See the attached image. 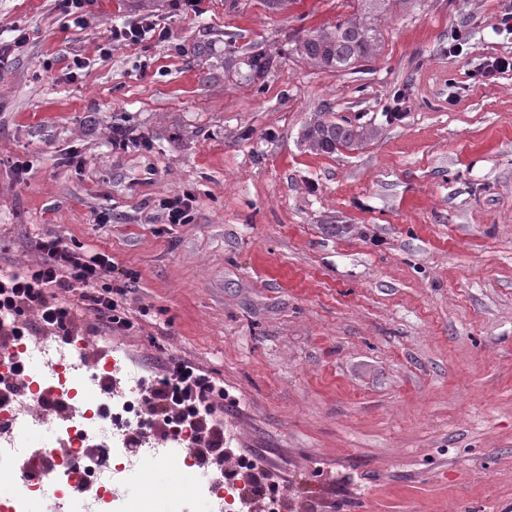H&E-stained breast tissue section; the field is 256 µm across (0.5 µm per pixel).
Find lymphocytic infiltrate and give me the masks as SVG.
<instances>
[{
  "label": "lymphocytic infiltrate",
  "instance_id": "1",
  "mask_svg": "<svg viewBox=\"0 0 512 512\" xmlns=\"http://www.w3.org/2000/svg\"><path fill=\"white\" fill-rule=\"evenodd\" d=\"M42 259L22 272L0 273V348L22 336L132 335L149 307H132L135 274L103 252L56 237L35 242ZM160 373L140 389L152 419V436L168 438L186 428L198 464H211L228 481L239 473L235 449L224 442V412L235 407L224 382L185 359L162 355Z\"/></svg>",
  "mask_w": 512,
  "mask_h": 512
}]
</instances>
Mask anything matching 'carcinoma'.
<instances>
[{
  "label": "carcinoma",
  "mask_w": 512,
  "mask_h": 512,
  "mask_svg": "<svg viewBox=\"0 0 512 512\" xmlns=\"http://www.w3.org/2000/svg\"><path fill=\"white\" fill-rule=\"evenodd\" d=\"M366 19L338 21L319 28L297 40L294 51L309 64L320 69L343 71L374 57L381 47L376 21L395 0H362ZM375 134L372 124L359 119L319 120L307 127L304 140L308 148L332 154L353 150Z\"/></svg>",
  "instance_id": "1"
}]
</instances>
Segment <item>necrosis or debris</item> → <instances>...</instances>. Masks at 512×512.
<instances>
[{
  "label": "necrosis or debris",
  "mask_w": 512,
  "mask_h": 512,
  "mask_svg": "<svg viewBox=\"0 0 512 512\" xmlns=\"http://www.w3.org/2000/svg\"><path fill=\"white\" fill-rule=\"evenodd\" d=\"M84 339L71 337L69 341L50 340L30 346L17 343L9 356L0 355V374L7 373L11 360L25 358L39 365L26 382L32 393H48L69 404L71 414L66 421L49 429L37 424L25 408H0V463L26 446L33 438L48 442L61 439L68 445L69 454L54 458L49 470L35 479L19 483L15 478L0 474V488H8L6 497H0V512H29L30 501L37 496L60 500L69 497L81 482L96 484L94 498L96 512H185L183 502L188 498L212 501L222 512H247L248 502L242 498L237 485L200 480L195 463L183 450L184 436L173 433L157 457L176 466L182 484L181 496L173 497L162 491L143 493L131 498L121 489L123 475L133 454L126 443L128 427L146 426L139 398V379L129 374V389L111 393L98 386L95 376L85 374L81 365ZM101 443L98 456L76 463L71 451L87 440Z\"/></svg>",
  "instance_id": "obj_1"
}]
</instances>
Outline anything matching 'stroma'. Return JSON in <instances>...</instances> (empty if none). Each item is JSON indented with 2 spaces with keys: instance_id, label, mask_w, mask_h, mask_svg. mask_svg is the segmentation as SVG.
<instances>
[{
  "instance_id": "obj_1",
  "label": "stroma",
  "mask_w": 512,
  "mask_h": 512,
  "mask_svg": "<svg viewBox=\"0 0 512 512\" xmlns=\"http://www.w3.org/2000/svg\"><path fill=\"white\" fill-rule=\"evenodd\" d=\"M359 11L97 0L80 28L57 0H0V42L29 37L0 66V268L52 236L136 272L154 315L96 338L95 366L140 367L154 337L223 378L229 442L298 512H512V70L474 75L512 58V0H404L342 72L293 52ZM144 14L166 41L100 55ZM228 51L274 63L241 76ZM343 116L377 137L311 151L307 126ZM67 149L81 167L58 166ZM183 191L192 223H163Z\"/></svg>"
}]
</instances>
